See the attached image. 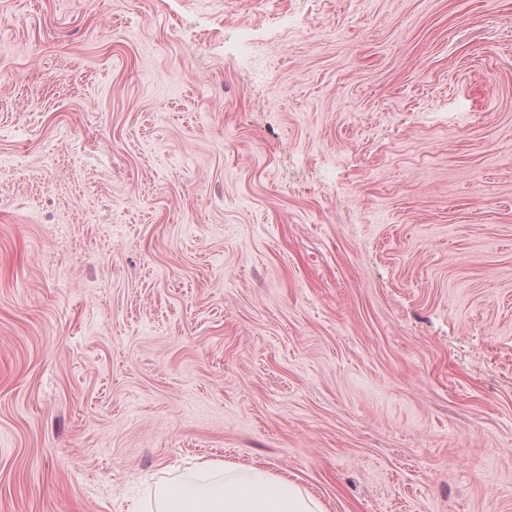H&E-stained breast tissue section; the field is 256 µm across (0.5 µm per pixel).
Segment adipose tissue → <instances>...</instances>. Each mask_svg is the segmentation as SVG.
I'll return each mask as SVG.
<instances>
[{"label": "adipose tissue", "instance_id": "1", "mask_svg": "<svg viewBox=\"0 0 512 512\" xmlns=\"http://www.w3.org/2000/svg\"><path fill=\"white\" fill-rule=\"evenodd\" d=\"M156 512H323V507L288 480L228 465L223 482L205 489L163 490Z\"/></svg>", "mask_w": 512, "mask_h": 512}]
</instances>
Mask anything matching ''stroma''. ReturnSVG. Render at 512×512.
Here are the masks:
<instances>
[{
	"label": "stroma",
	"mask_w": 512,
	"mask_h": 512,
	"mask_svg": "<svg viewBox=\"0 0 512 512\" xmlns=\"http://www.w3.org/2000/svg\"><path fill=\"white\" fill-rule=\"evenodd\" d=\"M0 165V512H512V0H0ZM223 470L224 483L203 490L172 487L156 499V512H324L320 502L286 479L254 469L223 463L207 464Z\"/></svg>",
	"instance_id": "obj_1"
}]
</instances>
